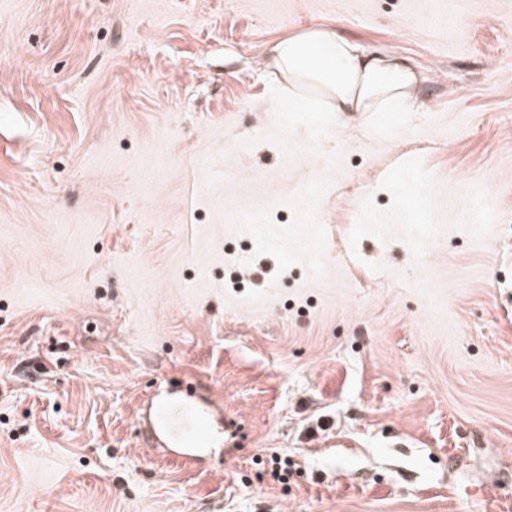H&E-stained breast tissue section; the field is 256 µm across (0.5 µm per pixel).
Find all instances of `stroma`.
Masks as SVG:
<instances>
[{
	"mask_svg": "<svg viewBox=\"0 0 512 512\" xmlns=\"http://www.w3.org/2000/svg\"><path fill=\"white\" fill-rule=\"evenodd\" d=\"M313 25L410 109L290 99ZM0 512H512V0H0ZM212 415L211 410L200 404L190 409L163 407L149 438L184 455L187 461H195V449L205 448L208 442Z\"/></svg>",
	"mask_w": 512,
	"mask_h": 512,
	"instance_id": "obj_1",
	"label": "stroma"
}]
</instances>
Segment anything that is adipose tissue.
Returning <instances> with one entry per match:
<instances>
[{
    "instance_id": "1",
    "label": "adipose tissue",
    "mask_w": 512,
    "mask_h": 512,
    "mask_svg": "<svg viewBox=\"0 0 512 512\" xmlns=\"http://www.w3.org/2000/svg\"><path fill=\"white\" fill-rule=\"evenodd\" d=\"M267 57L289 91L315 89L329 112L407 110L418 82L412 65L320 26L271 42Z\"/></svg>"
}]
</instances>
